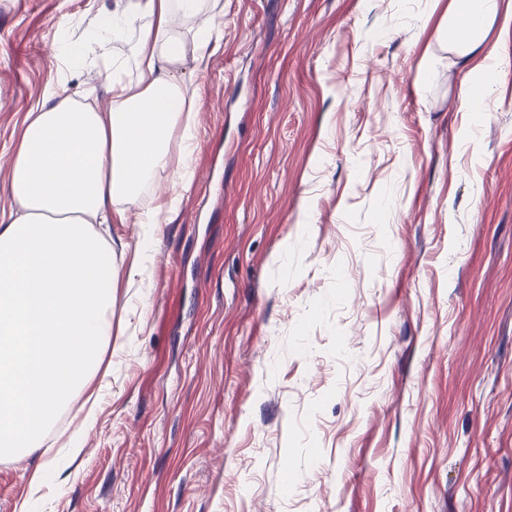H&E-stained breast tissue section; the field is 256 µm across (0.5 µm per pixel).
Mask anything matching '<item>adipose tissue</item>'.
I'll return each instance as SVG.
<instances>
[{
	"label": "adipose tissue",
	"instance_id": "ef3b65f1",
	"mask_svg": "<svg viewBox=\"0 0 512 512\" xmlns=\"http://www.w3.org/2000/svg\"><path fill=\"white\" fill-rule=\"evenodd\" d=\"M205 4L123 0L88 57L111 88L108 107L74 98L58 76L25 118L8 184L16 206L0 213V458L37 452L63 407L90 389L112 342V283L143 274L158 213L190 185L198 93L175 68L186 56L181 24L202 46L218 28ZM497 24L512 26L499 0H448L436 29L459 62L487 76L483 90L462 88L465 111H480L485 92L512 72L488 40ZM130 34V59L113 56L110 41ZM165 176L171 195L161 202L150 192ZM132 213L143 238L122 271L100 228Z\"/></svg>",
	"mask_w": 512,
	"mask_h": 512
}]
</instances>
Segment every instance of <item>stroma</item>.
<instances>
[{
  "label": "stroma",
  "mask_w": 512,
  "mask_h": 512,
  "mask_svg": "<svg viewBox=\"0 0 512 512\" xmlns=\"http://www.w3.org/2000/svg\"><path fill=\"white\" fill-rule=\"evenodd\" d=\"M447 6L208 0L193 185L36 512H512V73L460 110ZM115 7L0 0L1 212L57 43ZM41 461L0 459V512Z\"/></svg>",
  "instance_id": "obj_1"
}]
</instances>
